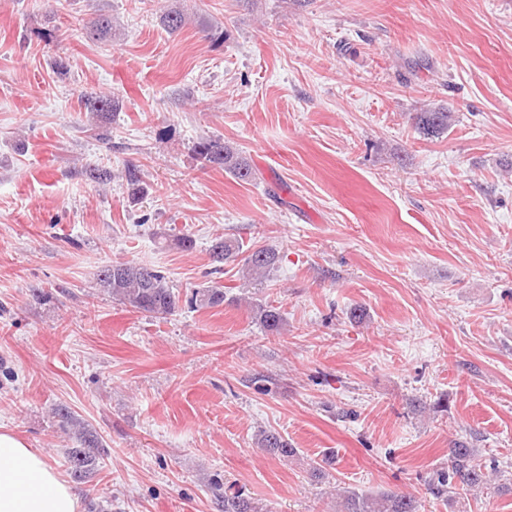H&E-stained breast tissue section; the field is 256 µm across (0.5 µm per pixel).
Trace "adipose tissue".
I'll return each mask as SVG.
<instances>
[{"label":"adipose tissue","instance_id":"obj_1","mask_svg":"<svg viewBox=\"0 0 512 512\" xmlns=\"http://www.w3.org/2000/svg\"><path fill=\"white\" fill-rule=\"evenodd\" d=\"M0 512H79L74 488L30 448L0 427Z\"/></svg>","mask_w":512,"mask_h":512}]
</instances>
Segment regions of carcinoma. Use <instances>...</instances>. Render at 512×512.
I'll list each match as a JSON object with an SVG mask.
<instances>
[{"mask_svg": "<svg viewBox=\"0 0 512 512\" xmlns=\"http://www.w3.org/2000/svg\"><path fill=\"white\" fill-rule=\"evenodd\" d=\"M85 105L102 122L95 136L101 140H110V133L103 123L111 112L117 110L118 100L110 95H87ZM448 119L447 112H422L419 116V129L427 135H438L448 129ZM194 151L204 167H222L225 172L243 182L255 180V171L247 159L221 137L200 139ZM242 253V241L232 236H218L210 246V255L216 263L234 261ZM246 261L249 271L261 282L270 278L271 273L277 269L280 256L272 249L257 248L246 257ZM97 283L112 297L141 313L170 315L178 306L179 299L162 273L132 261L100 269ZM225 297L224 288L211 285L196 289L192 302L201 308H214L224 305ZM252 311L255 319L270 332L279 331L283 325L284 318L280 309L268 302L253 303ZM55 414L62 423L75 427L77 446L69 449L67 458L73 478L87 482L97 470L104 448L103 440L97 432L81 425L68 407L58 406ZM257 444L267 453L280 458L296 455V449L275 430L260 432ZM497 468V461L486 459L473 443L455 441L448 448V470L436 474L429 490L437 497L458 485L465 490H478L487 484L489 472H495ZM339 497L336 512H419L416 497L403 492H369L347 488ZM216 500L219 512H262V508L239 491L226 489L216 494Z\"/></svg>", "mask_w": 512, "mask_h": 512, "instance_id": "carcinoma-1", "label": "carcinoma"}]
</instances>
